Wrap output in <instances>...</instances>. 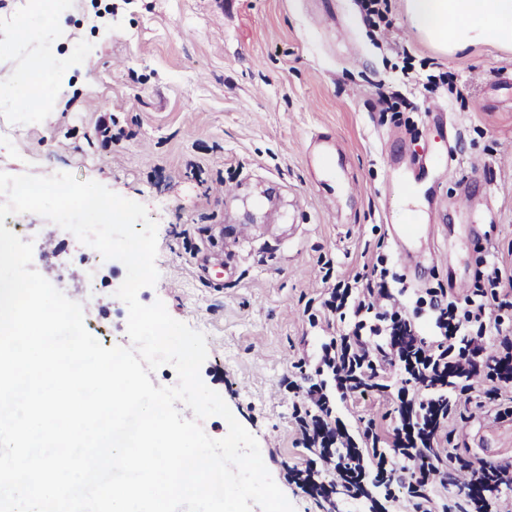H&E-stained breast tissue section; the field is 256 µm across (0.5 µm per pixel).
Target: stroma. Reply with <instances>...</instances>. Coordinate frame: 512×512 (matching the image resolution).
<instances>
[{"mask_svg": "<svg viewBox=\"0 0 512 512\" xmlns=\"http://www.w3.org/2000/svg\"><path fill=\"white\" fill-rule=\"evenodd\" d=\"M31 3L0 0V74L38 53L71 62L44 77L46 112L29 113L0 91V123L16 130L0 139V172H68L147 207L158 225L159 278L139 301H163L205 334L203 381L256 437L296 512H326L288 482V467L313 454L295 443V398L280 380L330 340L310 321L327 283L379 254L405 273L388 226L407 216L384 196L390 181L412 182L423 155L456 145L452 167L430 174L436 197L419 196L416 206L421 219L447 225L441 247L452 258L428 268L422 287H447L452 271L474 283L489 252L512 249V49L438 53L412 33L403 0H391L392 25L377 38L357 0H61L57 29ZM21 22L32 39H13ZM403 47L452 73L466 105L447 87L404 83ZM381 89L414 103L416 131L382 120ZM436 106L451 126L434 120ZM103 114L112 118L109 143L94 135ZM464 178L474 203L461 195ZM220 185L236 195L216 197ZM4 224L33 242L36 270L42 239H56L55 287L81 304L101 345L130 346L128 309L115 295L125 267L108 274L84 259L74 234L39 215ZM217 259L219 279L202 270ZM335 413L355 436L394 419L375 393L337 402ZM448 445L472 463L512 460V401L453 413Z\"/></svg>", "mask_w": 512, "mask_h": 512, "instance_id": "obj_1", "label": "stroma"}]
</instances>
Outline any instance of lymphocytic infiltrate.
<instances>
[{
	"label": "lymphocytic infiltrate",
	"mask_w": 512,
	"mask_h": 512,
	"mask_svg": "<svg viewBox=\"0 0 512 512\" xmlns=\"http://www.w3.org/2000/svg\"><path fill=\"white\" fill-rule=\"evenodd\" d=\"M407 286L384 267L354 274L330 288L322 320L338 331L317 356V379L303 387L306 415L299 421L302 439L318 453V465L295 469L303 492L321 498L344 491L357 500L365 483L384 496L393 487L407 490L413 512H438L435 493L455 486L463 512H512V461L482 460L455 467L446 448L451 398L460 383L481 377L498 380L493 398L512 400V338L489 347L471 336L468 325L484 321L487 303L473 294L433 295L420 326L410 315ZM397 372L393 387L397 418L385 433L367 425L355 443L333 414L338 399L363 398L385 391L382 376ZM502 495L490 505V492Z\"/></svg>",
	"instance_id": "obj_1"
}]
</instances>
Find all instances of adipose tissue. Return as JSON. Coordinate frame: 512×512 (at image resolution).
<instances>
[{
    "label": "adipose tissue",
    "instance_id": "adipose-tissue-1",
    "mask_svg": "<svg viewBox=\"0 0 512 512\" xmlns=\"http://www.w3.org/2000/svg\"><path fill=\"white\" fill-rule=\"evenodd\" d=\"M411 28L445 53L489 43L512 48V0H405Z\"/></svg>",
    "mask_w": 512,
    "mask_h": 512
}]
</instances>
